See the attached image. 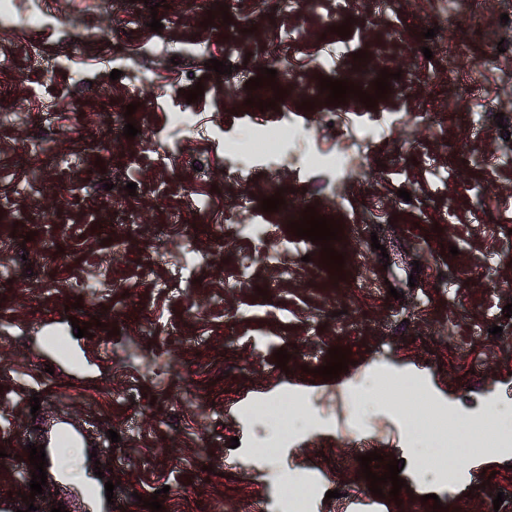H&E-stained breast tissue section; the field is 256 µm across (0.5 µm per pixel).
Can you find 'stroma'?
<instances>
[{
    "instance_id": "stroma-1",
    "label": "stroma",
    "mask_w": 512,
    "mask_h": 512,
    "mask_svg": "<svg viewBox=\"0 0 512 512\" xmlns=\"http://www.w3.org/2000/svg\"><path fill=\"white\" fill-rule=\"evenodd\" d=\"M14 10L49 21L33 32L0 25V111L17 115L0 127V450L27 456L17 432L36 397L117 431L96 457L67 448L62 459L80 486L111 470L124 512H149L142 501L154 494L164 512H293L286 477L314 472L307 512H342L368 495L358 458L373 451L405 462L407 489L387 512H512V451L450 461L467 472L462 482L429 479L432 463L410 449L402 414L386 402L358 412L355 394L362 379L408 373L450 419L512 406V317L502 312L512 260L500 256L512 237V160L497 128H475L459 107L463 83L445 78L444 45L422 37L469 16L461 42L482 65L487 105L512 113V59L487 58L491 44H512V0H289L284 10L274 0H14ZM344 23L346 37L336 32ZM33 41L56 56L54 70L32 65ZM196 42L231 60L232 74L189 59ZM118 48L132 64L114 80ZM273 56L291 78L262 110L248 105L245 84ZM383 70L395 78L372 108L328 104L320 90L329 77L371 93ZM136 78L149 82L147 100L137 101ZM198 83L203 96L186 101ZM306 99L313 109H302ZM133 102L129 139L112 116ZM178 112L216 120L211 137L191 136ZM274 122L304 128V140L238 178L226 143ZM45 128L44 152L30 154L29 138ZM310 151L362 161L365 175L316 176L302 164ZM73 152L77 175L57 165ZM278 191L292 221L309 206L339 220L341 270L323 264L321 243L262 211ZM103 274L108 283L84 300ZM68 317L91 325L74 362L42 342L45 325ZM334 347L349 366L329 380L315 370ZM283 349L291 358L281 369ZM287 393L308 401L310 420L276 459L257 457L272 430L250 408Z\"/></svg>"
}]
</instances>
